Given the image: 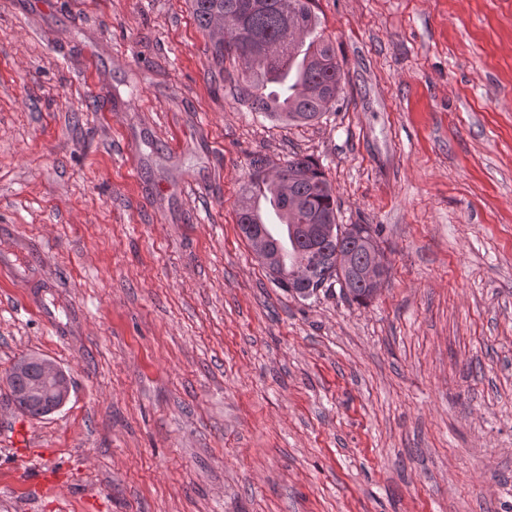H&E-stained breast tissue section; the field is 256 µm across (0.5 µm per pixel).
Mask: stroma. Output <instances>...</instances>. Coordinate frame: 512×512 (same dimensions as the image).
<instances>
[{
  "label": "stroma",
  "mask_w": 512,
  "mask_h": 512,
  "mask_svg": "<svg viewBox=\"0 0 512 512\" xmlns=\"http://www.w3.org/2000/svg\"><path fill=\"white\" fill-rule=\"evenodd\" d=\"M346 77L253 111L189 0H0V512H512V0H317ZM317 160L388 267L279 288L256 154ZM70 374L33 418L4 381ZM42 363L46 366L51 379L56 381L58 404L55 410H60L68 401L71 394V385L66 372L55 362L39 355L21 357L7 374V384L10 396L17 410L31 417H44L50 415L53 394L43 393L29 395V389L42 382ZM17 394V396H15Z\"/></svg>",
  "instance_id": "1"
}]
</instances>
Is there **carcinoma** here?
Wrapping results in <instances>:
<instances>
[{"instance_id":"carcinoma-1","label":"carcinoma","mask_w":512,"mask_h":512,"mask_svg":"<svg viewBox=\"0 0 512 512\" xmlns=\"http://www.w3.org/2000/svg\"><path fill=\"white\" fill-rule=\"evenodd\" d=\"M316 0H191L200 28L223 37L214 44L216 59L241 64L240 95L274 120L308 124L336 103L343 73L336 49L319 30ZM251 173L237 202V224L255 225L277 250L279 268L270 270L278 287L302 299L339 285L343 295L365 304L373 294L353 271L336 267V253L350 251L355 267L369 264L376 247L369 224L320 241L297 224L336 223V195L320 165L294 154L282 166L262 155L250 161ZM41 356L20 358L7 374L17 410L31 417L50 414L53 395L29 394L42 382Z\"/></svg>"}]
</instances>
